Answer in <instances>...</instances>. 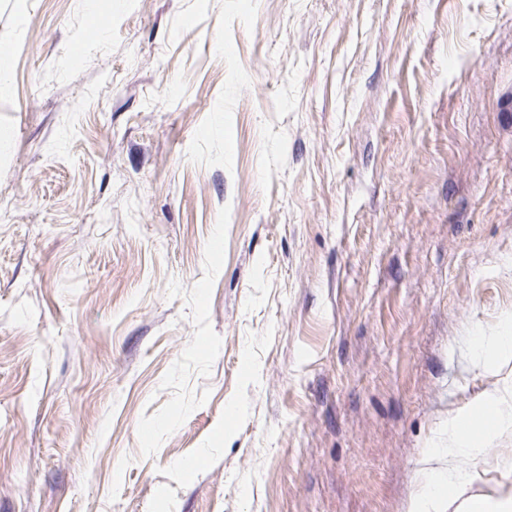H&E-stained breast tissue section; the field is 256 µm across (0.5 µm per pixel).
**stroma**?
I'll return each mask as SVG.
<instances>
[{"label": "stroma", "mask_w": 512, "mask_h": 512, "mask_svg": "<svg viewBox=\"0 0 512 512\" xmlns=\"http://www.w3.org/2000/svg\"><path fill=\"white\" fill-rule=\"evenodd\" d=\"M0 512L512 495V0H0ZM498 411L491 406L489 415L482 414L479 418H462L458 417L454 420V424L458 432L467 434L473 438L484 436L492 426L494 420H498Z\"/></svg>", "instance_id": "35a3bbf8"}]
</instances>
